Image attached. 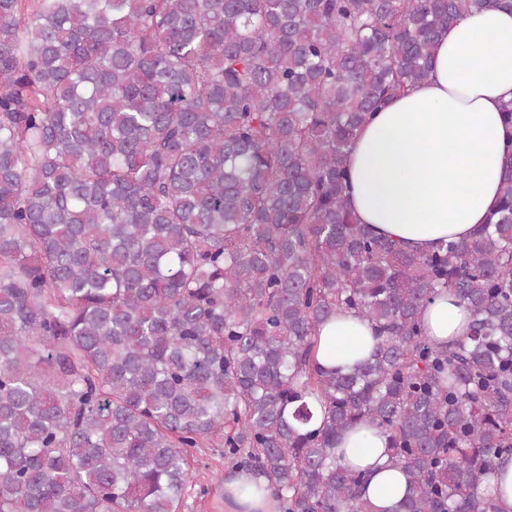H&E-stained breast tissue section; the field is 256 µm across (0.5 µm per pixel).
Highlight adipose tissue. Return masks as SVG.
I'll return each instance as SVG.
<instances>
[{"label": "adipose tissue", "instance_id": "obj_1", "mask_svg": "<svg viewBox=\"0 0 512 512\" xmlns=\"http://www.w3.org/2000/svg\"><path fill=\"white\" fill-rule=\"evenodd\" d=\"M512 101V11L473 6L437 44L428 77L376 112L357 131L347 157L348 207L357 223L411 253L466 240L495 207L505 158L501 108ZM440 343L465 336L471 313L444 293L421 312ZM376 340L367 320L342 313L317 331L320 367H349ZM388 437L362 424L340 435L336 458L365 471L364 496L388 512L404 495L390 467ZM225 512H279L264 478L235 472L224 481Z\"/></svg>", "mask_w": 512, "mask_h": 512}]
</instances>
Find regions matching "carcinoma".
Returning a JSON list of instances; mask_svg holds the SVG:
<instances>
[{
    "label": "carcinoma",
    "mask_w": 512,
    "mask_h": 512,
    "mask_svg": "<svg viewBox=\"0 0 512 512\" xmlns=\"http://www.w3.org/2000/svg\"><path fill=\"white\" fill-rule=\"evenodd\" d=\"M479 1L512 8L0 0V512H179L213 445L282 512H378L336 462L359 423L392 512H498L512 152L466 241L411 254L347 206L356 130ZM444 291L473 315L451 345L419 319ZM339 310L377 332L348 372L315 359ZM386 448L387 435L363 424L344 432L336 441L338 462L367 473L364 497L378 509H391L406 490L403 473L388 464Z\"/></svg>",
    "instance_id": "carcinoma-1"
}]
</instances>
